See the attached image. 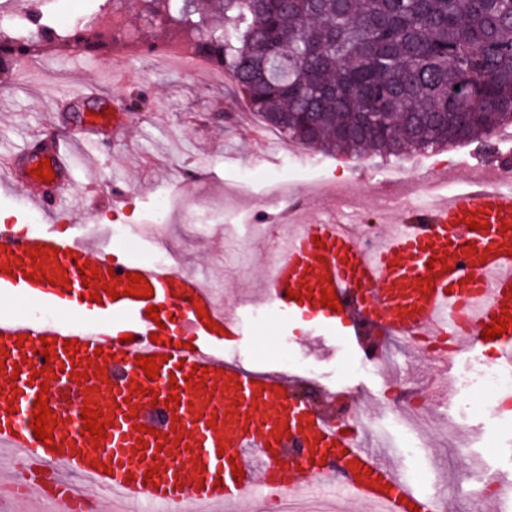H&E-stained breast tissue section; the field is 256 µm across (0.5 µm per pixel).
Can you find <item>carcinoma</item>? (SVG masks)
<instances>
[{
    "label": "carcinoma",
    "mask_w": 512,
    "mask_h": 512,
    "mask_svg": "<svg viewBox=\"0 0 512 512\" xmlns=\"http://www.w3.org/2000/svg\"><path fill=\"white\" fill-rule=\"evenodd\" d=\"M224 71L251 111L302 144L398 156L484 140L512 125V0H138ZM0 29V73L48 51L109 54L86 23L61 35L44 11Z\"/></svg>",
    "instance_id": "carcinoma-1"
}]
</instances>
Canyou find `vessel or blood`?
I'll list each match as a JSON object with an SVG mask.
<instances>
[{
    "mask_svg": "<svg viewBox=\"0 0 512 512\" xmlns=\"http://www.w3.org/2000/svg\"><path fill=\"white\" fill-rule=\"evenodd\" d=\"M98 132L90 122L51 139L53 180L29 178L36 208L71 214L69 157L74 143ZM500 168L484 166L451 198L401 208L394 232L368 250L339 220L300 224L278 239L260 306L317 313V329L331 336L365 326L389 336L447 335L456 353L473 354L485 326L512 315V190L493 186ZM474 220L479 229H469ZM85 264L115 296L90 300L78 271ZM136 273L151 297L126 295ZM326 290L336 309L322 306ZM25 303L49 317L22 311ZM152 307L158 320L147 316ZM246 331L245 310L224 309L207 275L154 266L130 245L75 224L0 223V455L9 460L0 484L20 489L11 512L34 497L53 501L57 512L104 498L116 512L144 502L153 512L183 504L231 512L255 492L291 499L309 478L332 474L378 512H436L389 450L373 448L371 417L329 418L294 401L291 377L231 363L227 339ZM141 355L158 360L157 379L137 367ZM42 396L55 415L46 443L32 428ZM86 408L105 418L103 438L84 429ZM295 442L297 458L288 452ZM19 459L31 461L29 478H20ZM237 468L242 478H234Z\"/></svg>",
    "mask_w": 512,
    "mask_h": 512,
    "instance_id": "obj_1",
    "label": "vessel or blood"
}]
</instances>
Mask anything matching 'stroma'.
<instances>
[{"label": "stroma", "instance_id": "stroma-1", "mask_svg": "<svg viewBox=\"0 0 512 512\" xmlns=\"http://www.w3.org/2000/svg\"><path fill=\"white\" fill-rule=\"evenodd\" d=\"M117 70L114 78L95 61L47 59L35 71L18 70L8 84L0 85V145L19 155L33 152L35 140L51 128L79 127L88 113L97 111L101 101L78 97L90 84H99L103 101L119 108L126 99L140 98V111L126 113L122 132L105 127L97 141L83 143L73 154V204L86 233L96 235L113 224L157 225L155 200L162 194L221 208L204 234L176 213L159 227L161 238L178 251L183 265L206 272L219 299L230 306L250 296L246 284L256 261L270 259L273 238L290 226L281 208H258L251 201L252 196H265L270 178L320 187V194L299 199L305 216L330 215L336 194L342 191L361 197V227L386 224L377 186L396 157L372 150L358 156L329 153L289 143L270 128H264L268 145L262 148L250 137L252 128L264 127L262 119L223 73L184 74L156 67L147 56L126 57ZM469 152L466 146L432 150L427 170L414 178L453 172L454 188H462L469 171L459 161ZM116 186L129 194V204L119 214L112 211ZM368 346L366 336L354 341L323 336L312 326H300L297 318L276 312L264 325L252 327L250 335L240 337L233 350L264 371L281 370L284 353L306 357L316 372L309 396L317 409L332 416L340 403L360 406L374 414L381 428L390 421L392 409L406 407L395 387L425 392L439 421L429 438L437 467L446 468L452 477L464 469L461 453L448 447L439 429L443 422L458 423L470 437L473 453L492 463L499 476L512 478V401L494 414L463 415L458 408L459 400L468 395L464 373L474 362H491L496 355L493 344L481 343L477 359L458 362L451 399L438 393L441 375L409 348L396 350L393 369L400 384L387 380L378 368L361 366L358 355ZM328 388L340 391V400L325 398Z\"/></svg>", "mask_w": 512, "mask_h": 512}]
</instances>
